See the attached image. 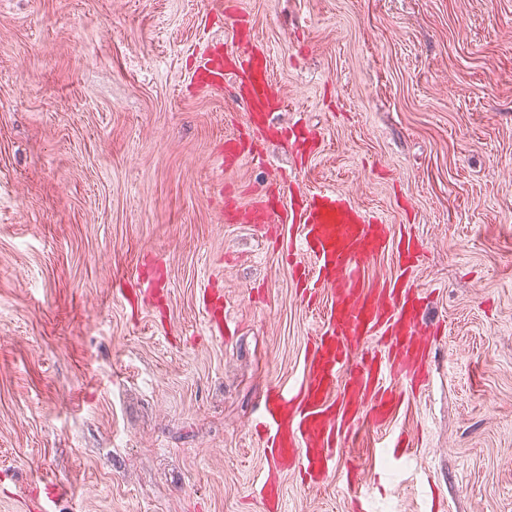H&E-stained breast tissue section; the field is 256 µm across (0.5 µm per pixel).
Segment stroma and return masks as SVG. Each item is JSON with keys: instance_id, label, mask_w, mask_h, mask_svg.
<instances>
[{"instance_id": "stroma-1", "label": "stroma", "mask_w": 512, "mask_h": 512, "mask_svg": "<svg viewBox=\"0 0 512 512\" xmlns=\"http://www.w3.org/2000/svg\"><path fill=\"white\" fill-rule=\"evenodd\" d=\"M225 2L0 0V512H265L261 399L331 302L284 248L316 191L416 238L439 335L408 410L283 474L282 512H512V0ZM214 44L266 52L265 131L235 76L194 82Z\"/></svg>"}]
</instances>
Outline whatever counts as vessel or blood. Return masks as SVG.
Returning <instances> with one entry per match:
<instances>
[{"mask_svg":"<svg viewBox=\"0 0 512 512\" xmlns=\"http://www.w3.org/2000/svg\"><path fill=\"white\" fill-rule=\"evenodd\" d=\"M228 69L221 53L207 52L195 73L200 84L220 86ZM239 88L251 111L267 113L281 105L264 52L251 53L240 70ZM300 227L299 250L309 254L317 277L332 289L322 331L313 336L304 376L294 386L270 388L261 424L263 448L274 465L255 491L268 512L280 505V469L321 477L336 469V449L362 419L383 425L402 406L400 384L416 386L420 304L407 274L366 287L362 271L390 247L385 227L335 192L310 194L292 205ZM384 336L387 353L365 372L350 369L354 344Z\"/></svg>","mask_w":512,"mask_h":512,"instance_id":"obj_1","label":"vessel or blood"}]
</instances>
